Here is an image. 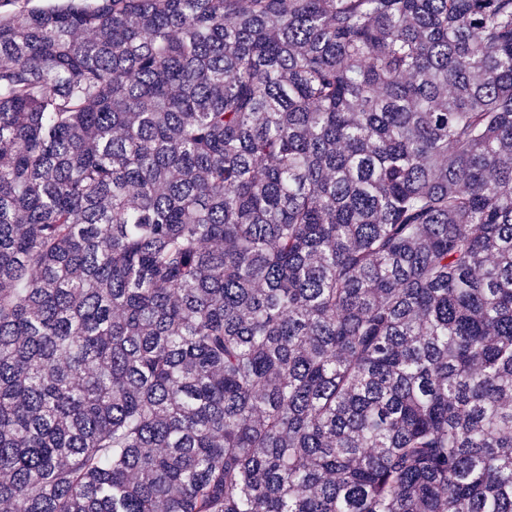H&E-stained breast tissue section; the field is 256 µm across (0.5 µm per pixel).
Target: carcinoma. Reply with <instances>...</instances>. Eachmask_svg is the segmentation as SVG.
<instances>
[{"mask_svg":"<svg viewBox=\"0 0 512 512\" xmlns=\"http://www.w3.org/2000/svg\"><path fill=\"white\" fill-rule=\"evenodd\" d=\"M512 512V0H0V509Z\"/></svg>","mask_w":512,"mask_h":512,"instance_id":"carcinoma-1","label":"carcinoma"}]
</instances>
